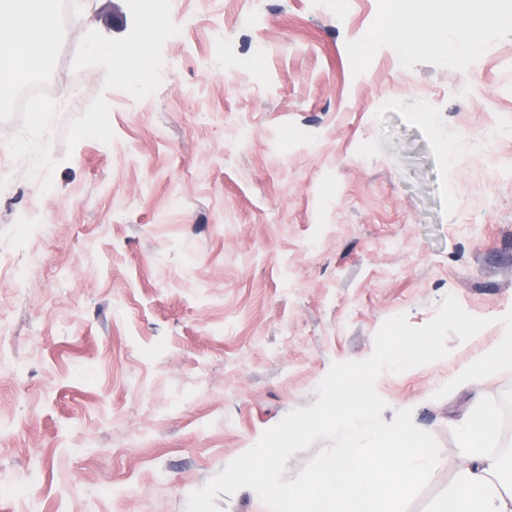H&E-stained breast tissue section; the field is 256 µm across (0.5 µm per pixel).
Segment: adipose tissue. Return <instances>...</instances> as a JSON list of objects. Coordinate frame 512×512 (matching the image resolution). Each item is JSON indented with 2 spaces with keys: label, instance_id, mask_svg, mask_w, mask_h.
<instances>
[{
  "label": "adipose tissue",
  "instance_id": "1",
  "mask_svg": "<svg viewBox=\"0 0 512 512\" xmlns=\"http://www.w3.org/2000/svg\"><path fill=\"white\" fill-rule=\"evenodd\" d=\"M48 4L49 0H0L1 82L25 76L32 52L56 38ZM498 436L492 414L479 413L464 422L461 437L468 463L436 512H512V486L501 481L499 460L486 450Z\"/></svg>",
  "mask_w": 512,
  "mask_h": 512
}]
</instances>
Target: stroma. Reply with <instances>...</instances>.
<instances>
[{"mask_svg":"<svg viewBox=\"0 0 512 512\" xmlns=\"http://www.w3.org/2000/svg\"><path fill=\"white\" fill-rule=\"evenodd\" d=\"M384 6L176 0L151 26L128 0H76L33 65L58 91L51 135L0 104V242L20 212L55 227L24 282L0 277V512H186L332 364L449 295L488 326L375 383L383 421L411 410L440 448L409 512L456 486L473 411L512 446V368L455 383L512 314V139L478 147L512 111V0H472L404 69ZM472 29L464 69L449 53ZM228 34L246 56L263 44L254 69L225 57ZM113 46L141 57L108 70Z\"/></svg>","mask_w":512,"mask_h":512,"instance_id":"obj_1","label":"stroma"}]
</instances>
